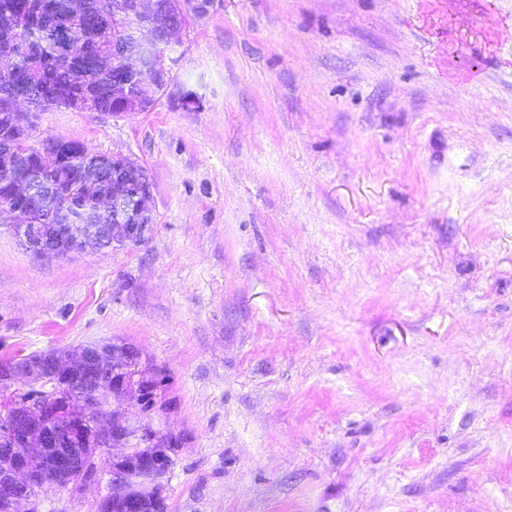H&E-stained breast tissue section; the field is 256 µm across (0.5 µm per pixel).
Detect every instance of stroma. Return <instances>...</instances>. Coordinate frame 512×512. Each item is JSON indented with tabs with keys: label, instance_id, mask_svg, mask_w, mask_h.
Segmentation results:
<instances>
[{
	"label": "stroma",
	"instance_id": "obj_1",
	"mask_svg": "<svg viewBox=\"0 0 512 512\" xmlns=\"http://www.w3.org/2000/svg\"><path fill=\"white\" fill-rule=\"evenodd\" d=\"M512 0H224L124 155L144 244L39 257L0 214V362L134 347L168 512H512ZM109 457L40 512H98Z\"/></svg>",
	"mask_w": 512,
	"mask_h": 512
}]
</instances>
